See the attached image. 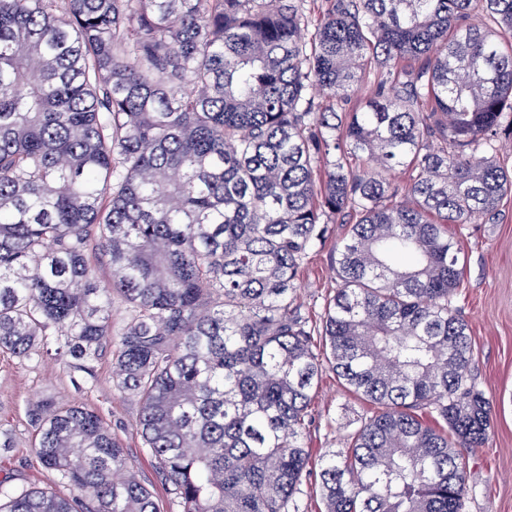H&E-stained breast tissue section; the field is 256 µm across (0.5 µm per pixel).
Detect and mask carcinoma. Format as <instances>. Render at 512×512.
Here are the masks:
<instances>
[{"instance_id": "carcinoma-1", "label": "carcinoma", "mask_w": 512, "mask_h": 512, "mask_svg": "<svg viewBox=\"0 0 512 512\" xmlns=\"http://www.w3.org/2000/svg\"><path fill=\"white\" fill-rule=\"evenodd\" d=\"M511 35L512 0H0V351L87 363L128 304L113 377L180 512H299L327 365L376 411L324 512H465L490 406L448 225L512 196ZM345 212L317 326L295 279ZM29 417L71 495L0 482V512H158L95 411ZM375 89L373 72L366 73L362 81L359 82L354 90L350 93L347 103H342L343 107L352 110L364 106L368 96L372 94Z\"/></svg>"}]
</instances>
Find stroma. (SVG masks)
Instances as JSON below:
<instances>
[{"mask_svg": "<svg viewBox=\"0 0 512 512\" xmlns=\"http://www.w3.org/2000/svg\"><path fill=\"white\" fill-rule=\"evenodd\" d=\"M354 221L347 214L329 225L322 244L300 271L297 302L311 319H319L336 290L337 251ZM448 232L458 239L465 259L464 280L452 303L469 325L472 374L492 409L485 444L465 455L470 488L466 512H512V198L503 201L495 222L452 224ZM115 349L114 343H105L85 369L42 353L22 361L0 352V430L11 438L10 447H0V481L19 490L42 488L66 494V487L36 456L38 435L28 416L33 402L52 397L97 411L160 512H177L136 429L139 406L113 383ZM312 395L305 434L311 460L303 476L301 512H322L321 457L344 448L348 436L374 412L370 402L328 370Z\"/></svg>", "mask_w": 512, "mask_h": 512, "instance_id": "1", "label": "stroma"}]
</instances>
